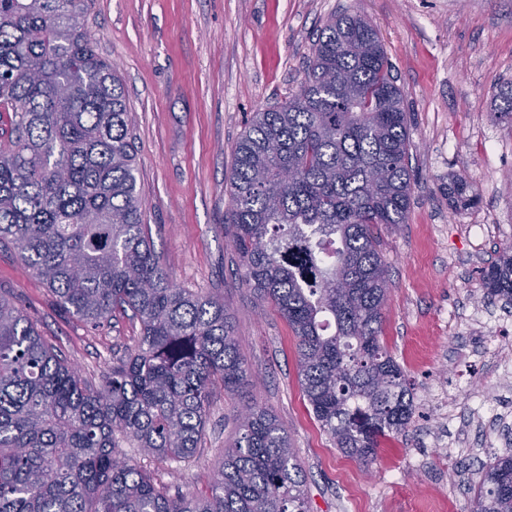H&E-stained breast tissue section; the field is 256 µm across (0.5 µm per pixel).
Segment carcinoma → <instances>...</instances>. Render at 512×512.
<instances>
[{
	"mask_svg": "<svg viewBox=\"0 0 512 512\" xmlns=\"http://www.w3.org/2000/svg\"><path fill=\"white\" fill-rule=\"evenodd\" d=\"M492 120L512 124V81ZM124 86L85 0H0V244L97 329L140 325L96 387L0 295V512H309L288 431L249 393L224 301L179 288L154 251ZM408 112L374 25L330 17L299 91L253 113L229 177L224 237L240 283L296 338L301 389L334 447L365 466L415 404L381 341L392 286L373 228L408 221ZM295 177L286 178L288 171ZM467 178L448 199L467 202ZM512 302V253L484 275ZM243 404L209 492L170 494L139 454L192 459L212 390ZM475 512H512V450L482 467Z\"/></svg>",
	"mask_w": 512,
	"mask_h": 512,
	"instance_id": "obj_1",
	"label": "carcinoma"
}]
</instances>
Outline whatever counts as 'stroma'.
<instances>
[{
	"label": "stroma",
	"mask_w": 512,
	"mask_h": 512,
	"mask_svg": "<svg viewBox=\"0 0 512 512\" xmlns=\"http://www.w3.org/2000/svg\"><path fill=\"white\" fill-rule=\"evenodd\" d=\"M98 51L117 68L132 117L138 187L154 250L175 283L224 300L252 394L288 429L309 512H472L483 465L512 448V306L485 302L482 271L512 248V126L489 116L512 79V0H87ZM372 21L409 117L407 223L378 227L393 288L381 338L404 368L416 413L381 439L372 466L344 457L315 420L296 339L241 287L224 239L235 146L254 112L294 95L331 15ZM464 174L475 205L448 203ZM0 295L92 383L134 346L118 313L93 329L61 310L14 251L0 249ZM239 401L215 388L199 451L150 461L172 489L205 493L236 438Z\"/></svg>",
	"instance_id": "stroma-1"
}]
</instances>
